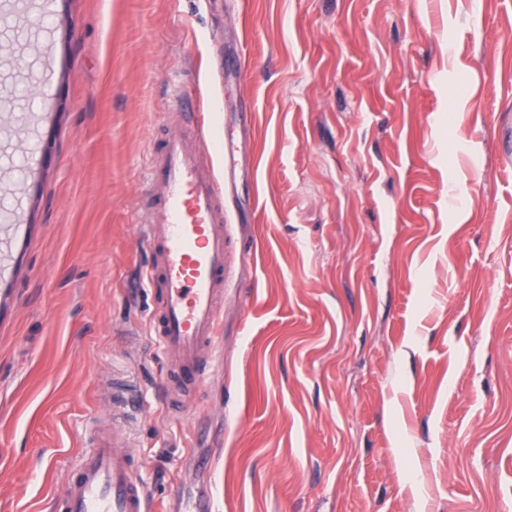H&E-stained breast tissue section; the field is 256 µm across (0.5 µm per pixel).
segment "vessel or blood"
Masks as SVG:
<instances>
[{
    "instance_id": "1",
    "label": "vessel or blood",
    "mask_w": 512,
    "mask_h": 512,
    "mask_svg": "<svg viewBox=\"0 0 512 512\" xmlns=\"http://www.w3.org/2000/svg\"><path fill=\"white\" fill-rule=\"evenodd\" d=\"M204 127L203 117L189 125L178 113L167 123L147 171L152 198L142 211L153 249L144 280L155 299L152 327L164 360L162 383L188 406L221 341L231 244L224 203L236 188L238 167L228 138L222 148L224 174L212 172ZM56 506L58 512H148L144 487L132 473V457L119 434H102L80 456Z\"/></svg>"
}]
</instances>
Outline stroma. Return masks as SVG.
<instances>
[{
    "label": "stroma",
    "instance_id": "35a3bbf8",
    "mask_svg": "<svg viewBox=\"0 0 512 512\" xmlns=\"http://www.w3.org/2000/svg\"><path fill=\"white\" fill-rule=\"evenodd\" d=\"M17 6L0 512H56L112 427L152 512H512V0ZM178 85L210 139L253 114L222 365L188 410L157 389L134 222Z\"/></svg>",
    "mask_w": 512,
    "mask_h": 512
}]
</instances>
